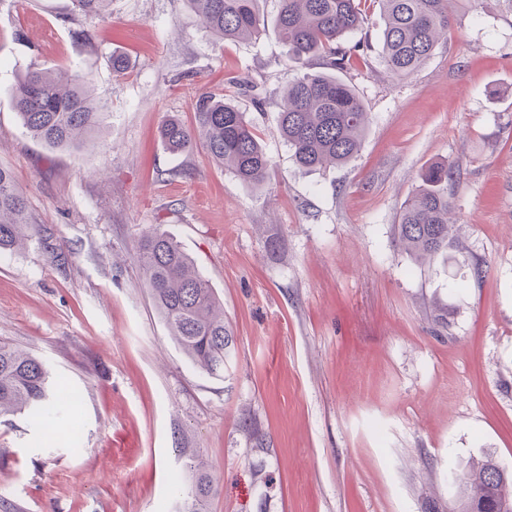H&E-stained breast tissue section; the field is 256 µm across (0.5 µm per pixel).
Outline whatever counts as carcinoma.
<instances>
[{"label":"carcinoma","mask_w":512,"mask_h":512,"mask_svg":"<svg viewBox=\"0 0 512 512\" xmlns=\"http://www.w3.org/2000/svg\"><path fill=\"white\" fill-rule=\"evenodd\" d=\"M83 15L102 11L110 0H73ZM205 28L227 42L253 40L266 32L259 0H186ZM383 20L379 58L395 77H407L433 54L439 39L458 20L454 0H374ZM362 0H280L275 27L290 58L307 70L288 83L280 104L279 133L306 171L342 166L359 152L368 112L355 88L333 74L310 70L316 58L332 70L351 66L352 55L371 52L364 41L350 49L344 38L363 27ZM22 124L33 138L53 149L78 148L101 127L105 112L90 90L86 75L71 69L28 71L11 89ZM160 137L174 154L200 140L212 160L250 187L266 183L271 160L255 132L249 113L222 94L203 93L195 104L194 122L167 119ZM460 179L453 162L438 163L421 174V184L405 202L395 225L402 250L418 264L448 257L456 246L448 223L453 201L448 186ZM12 174L0 167V252L23 248L40 234ZM136 255L154 304L181 350L204 372L224 374L232 336L224 310L194 261L166 231L155 227L137 242ZM50 374L30 352L0 342V415L42 412L49 399ZM193 500L187 512L215 491L202 459L194 463ZM464 487L462 512L500 508L497 491L512 472L488 456L459 478Z\"/></svg>","instance_id":"1"}]
</instances>
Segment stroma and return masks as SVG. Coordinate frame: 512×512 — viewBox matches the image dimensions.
Masks as SVG:
<instances>
[{
    "instance_id": "35a3bbf8",
    "label": "stroma",
    "mask_w": 512,
    "mask_h": 512,
    "mask_svg": "<svg viewBox=\"0 0 512 512\" xmlns=\"http://www.w3.org/2000/svg\"><path fill=\"white\" fill-rule=\"evenodd\" d=\"M457 9L414 74L375 54L345 71L370 114L362 148L305 173L278 132L298 67L273 30L217 41L186 0L95 18L0 0V165L42 228L0 253V340L41 360L56 396L0 416V512H183L197 457L218 484L201 512H458L471 463L512 470V0ZM37 65L79 67L105 106L83 147L24 128L10 90ZM203 92L250 111L263 187L162 143ZM446 161L465 249L421 267L394 226ZM157 224L224 307L223 377L183 353L145 285L134 246Z\"/></svg>"
}]
</instances>
